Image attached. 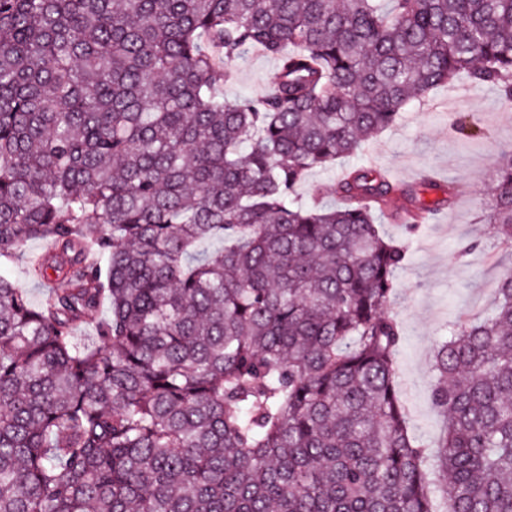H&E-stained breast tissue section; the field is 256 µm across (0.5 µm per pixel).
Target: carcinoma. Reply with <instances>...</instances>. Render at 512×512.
<instances>
[{"mask_svg":"<svg viewBox=\"0 0 512 512\" xmlns=\"http://www.w3.org/2000/svg\"><path fill=\"white\" fill-rule=\"evenodd\" d=\"M456 79L512 98V0H0V255L53 246L0 277V512H512V270L437 345L434 480L397 386L385 207L457 186L297 200ZM490 207L508 248L511 150ZM276 70L275 58L261 50L252 49L244 58L234 62L233 77L224 82V100L264 94L269 89ZM48 248V241L37 239L28 242L22 252L11 259L0 257V276L26 288L34 302H38L43 298L46 289L35 281L30 280L26 276L25 270L33 259Z\"/></svg>","mask_w":512,"mask_h":512,"instance_id":"obj_1","label":"carcinoma"}]
</instances>
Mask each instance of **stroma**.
Returning a JSON list of instances; mask_svg holds the SVG:
<instances>
[{"mask_svg": "<svg viewBox=\"0 0 512 512\" xmlns=\"http://www.w3.org/2000/svg\"><path fill=\"white\" fill-rule=\"evenodd\" d=\"M276 70L275 58L249 51L234 62L233 77L224 84L225 99L264 94ZM468 91L461 100L454 87H436L425 102L407 106L394 126L358 154L312 170L307 186L297 192L301 201H308V185L333 184L354 167L385 172L404 186L416 185L426 173L437 182L459 185L452 206L432 221L413 230L405 224L387 226L388 235L404 243L408 251L391 307L402 329L398 385L411 431L432 449L443 432L429 374L438 340L459 311L491 313L500 274L512 265V252L499 247L488 224L496 169L502 152L512 145V99L487 85L472 84ZM462 117L477 124L478 136L466 138L455 131ZM470 242L475 243V250L465 251ZM48 247V241L37 239L13 258L0 257V276L26 288L32 300H41L43 286L30 280L25 271Z\"/></svg>", "mask_w": 512, "mask_h": 512, "instance_id": "1", "label": "stroma"}]
</instances>
